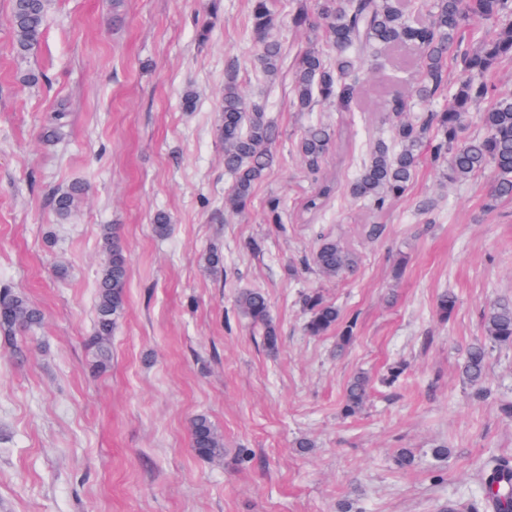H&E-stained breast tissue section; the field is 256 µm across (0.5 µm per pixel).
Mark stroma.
<instances>
[{
  "label": "stroma",
  "mask_w": 512,
  "mask_h": 512,
  "mask_svg": "<svg viewBox=\"0 0 512 512\" xmlns=\"http://www.w3.org/2000/svg\"><path fill=\"white\" fill-rule=\"evenodd\" d=\"M298 4L273 2L284 61L270 85L254 68L251 0H221L210 21L203 0H52L44 38L25 58L9 49L10 2L0 0V285L44 314L33 334L0 335V512H336L346 500L361 512H468L483 458H512V420L500 411L512 402V349L491 352L487 397L460 376L484 310L512 294V200L489 205L490 175L449 182L425 157L382 213L342 190L308 219L315 179L294 142L312 115L291 103L307 37L287 21ZM231 68L281 133L242 214L224 207L232 179L214 135ZM367 69L370 115L352 127L331 113L344 137L322 176L343 179L346 136L380 125L390 86L376 63ZM31 71L38 84L25 83ZM189 88L192 112L181 106ZM60 104L59 138L44 144ZM75 181L89 195L59 221L49 198ZM272 197L283 204L278 225L267 221ZM161 212L172 226L164 237L153 230ZM105 224L120 229L129 282L99 371L90 338ZM369 224L383 234L369 237ZM321 230L360 257L344 280L301 263ZM252 240L260 251L247 250ZM214 250L224 259L216 276L205 269ZM242 288L267 293L278 352L238 311ZM314 288L357 318L344 353L335 333L302 330L300 295ZM446 289L460 302L443 322L435 301ZM399 362L400 382L379 386ZM358 371L376 386L347 418L344 388ZM199 414L223 437V456L192 451ZM303 438L309 451L296 446ZM441 443L451 450L443 461L433 456ZM400 448L412 450L413 467L396 465Z\"/></svg>",
  "instance_id": "stroma-1"
}]
</instances>
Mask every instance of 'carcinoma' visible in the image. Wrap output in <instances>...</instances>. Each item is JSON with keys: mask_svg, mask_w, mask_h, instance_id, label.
<instances>
[{"mask_svg": "<svg viewBox=\"0 0 512 512\" xmlns=\"http://www.w3.org/2000/svg\"><path fill=\"white\" fill-rule=\"evenodd\" d=\"M52 0H10L12 38L10 51L18 57L30 55L40 45ZM279 15L269 0H254L252 39L255 68L266 81H274L281 68L282 47L271 37ZM294 29L321 37L322 45L301 51L295 58L292 81L293 105L299 112L317 106L338 112H359V97L366 81L365 65L378 51L387 53L397 72L409 69L419 74L417 96L430 100L448 91V105L415 119L406 117L408 101L398 95L384 100L381 122L387 138L353 160L350 196L377 214L387 204L405 195L420 163L422 150L431 161L447 165L446 177L466 182L486 172L492 175L490 200L512 199V94L499 92L491 75L504 61H512V0H307L289 17ZM460 67L465 80L448 87L447 67ZM480 111L479 132L465 134L467 114ZM215 135L224 147V169L233 178L224 206L242 212L251 201L256 185L275 164L274 146L280 137L266 116L265 104L248 97L237 75L224 79ZM336 139V130L316 120L303 128L296 149L311 174L322 165ZM83 182H73L51 195V205L61 220L68 218L88 194ZM337 182L323 181L304 203L314 215L325 211L336 194ZM104 261L96 281L94 332L90 339L101 364L109 358L112 331L126 307L129 263L117 227H101ZM305 263L324 280L337 281L356 270L358 254L330 233L320 232ZM458 299L441 292L435 302L439 318L452 317ZM238 310L262 329L264 345L274 352L280 345L277 328L270 319L265 291L240 290ZM303 330L323 336L338 330L337 348L354 339L357 320L344 319L335 303L317 290L302 295ZM40 310L26 295L11 287H0V333L16 336L41 324ZM482 338L469 344L461 366L463 384L480 397L487 394L485 381L491 350L512 349V295L496 298L483 314ZM370 398L369 378L357 373L346 383L342 411L347 417L361 413ZM192 450L214 458L224 451L223 439L209 419L196 416L190 425ZM512 474V460L490 455L481 464L483 494L471 503L475 512H512V478L499 481L503 471Z\"/></svg>", "mask_w": 512, "mask_h": 512, "instance_id": "obj_1", "label": "carcinoma"}]
</instances>
